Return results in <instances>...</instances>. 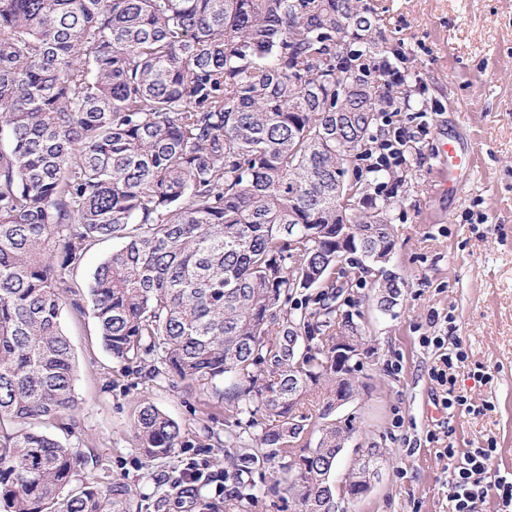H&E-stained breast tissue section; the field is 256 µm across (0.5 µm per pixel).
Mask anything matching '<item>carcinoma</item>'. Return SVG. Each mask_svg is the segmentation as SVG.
<instances>
[{
	"instance_id": "1",
	"label": "carcinoma",
	"mask_w": 512,
	"mask_h": 512,
	"mask_svg": "<svg viewBox=\"0 0 512 512\" xmlns=\"http://www.w3.org/2000/svg\"><path fill=\"white\" fill-rule=\"evenodd\" d=\"M366 0H0V504L6 512H131L132 488L85 481L92 458L41 426L75 407L59 315L95 242L122 241L89 286L112 357L188 383H224L237 484L257 457L298 469L299 512H336V429L364 340L336 320L377 259L379 307L405 282L393 248L390 112L413 80ZM311 285L315 307L288 309ZM308 340L307 352L298 349ZM322 393L311 412L308 397ZM271 419L266 424L257 415ZM319 434L316 444L307 436ZM148 460L184 445L150 403L134 419ZM365 469L378 463L365 449Z\"/></svg>"
}]
</instances>
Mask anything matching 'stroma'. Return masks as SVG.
Wrapping results in <instances>:
<instances>
[{"label":"stroma","mask_w":512,"mask_h":512,"mask_svg":"<svg viewBox=\"0 0 512 512\" xmlns=\"http://www.w3.org/2000/svg\"><path fill=\"white\" fill-rule=\"evenodd\" d=\"M391 42L403 43L424 94L414 95L429 133L410 143L391 213L396 248L389 268L404 280L397 305L380 310L367 288H353L367 330V353L355 377L359 392L337 408L351 419L352 439L334 479L348 478L361 448L377 444L381 468L369 492L347 512H448V458L443 450L495 441L493 469L512 473V0H369ZM462 135L474 162L456 195L443 192L446 138ZM119 241L103 239L70 274L75 302L61 325L75 357L76 406L66 423L46 425L64 445L94 458L87 481L128 484L136 512H226L236 484L224 475L228 412L215 387L177 376L151 378L103 347L88 295L96 266ZM443 336L467 354L451 373L467 408L443 406L430 377L438 351L424 337ZM490 375L479 381V373ZM148 402L177 421L185 447L147 461L134 437L138 406ZM199 470L184 490L186 469ZM245 512H298L288 477L258 461Z\"/></svg>","instance_id":"stroma-1"}]
</instances>
